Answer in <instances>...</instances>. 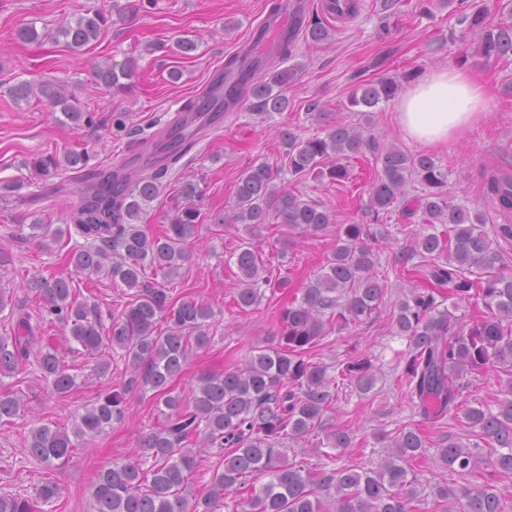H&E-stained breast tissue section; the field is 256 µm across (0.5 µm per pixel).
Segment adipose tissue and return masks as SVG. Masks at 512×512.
<instances>
[{"label": "adipose tissue", "mask_w": 512, "mask_h": 512, "mask_svg": "<svg viewBox=\"0 0 512 512\" xmlns=\"http://www.w3.org/2000/svg\"><path fill=\"white\" fill-rule=\"evenodd\" d=\"M491 100L489 87L451 66L433 70L409 88L397 105L396 118L406 138L437 147L484 120Z\"/></svg>", "instance_id": "adipose-tissue-1"}]
</instances>
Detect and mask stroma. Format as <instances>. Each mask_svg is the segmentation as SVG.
Masks as SVG:
<instances>
[{
	"label": "stroma",
	"mask_w": 512,
	"mask_h": 512,
	"mask_svg": "<svg viewBox=\"0 0 512 512\" xmlns=\"http://www.w3.org/2000/svg\"><path fill=\"white\" fill-rule=\"evenodd\" d=\"M309 2L308 19H321L331 37L322 44L298 37L294 57L303 69L287 90V110L260 115L245 101L226 113L223 126L199 138L169 172L163 194L150 208L149 225L156 231L169 221L177 188L187 182L201 183L206 228L193 244V257L182 272V291L224 310L211 346L193 355L176 382L178 389H188L200 372L241 364L252 346L272 336L280 308L291 302L335 247V226L294 238L286 228H264V239L292 240L287 255L271 248L264 254L265 261L287 277L288 285L266 296L258 310L245 312L233 301L239 280L238 269L230 260L245 231L217 228L213 221L224 215L243 171L263 161H276L284 130L322 136L327 126L359 122V114L345 108L357 81L392 77L410 69L425 74L462 63L491 83L495 93L489 116L463 137L434 149L432 155L447 170L448 189L455 201L481 210L488 232H495L502 222L492 202L484 197L481 180L486 168L512 165V57L489 62L463 59V47L474 36L459 25L450 7H434L432 17L427 18L420 15L418 0H399L383 29L378 20L381 0H358L356 14L346 19L325 11L322 0ZM107 5L113 8L112 26L81 51H71L62 42L39 45L13 37L20 24L33 20L38 26L54 28ZM268 11V0H153L147 7L139 0H0V252L8 260L0 268V289H6L9 300L0 311V335L9 331L13 316L38 310L34 296L22 290L23 281L66 271L65 251L56 244L44 245L32 236L29 225L37 218L47 224H62L81 181L79 173L71 171L48 181L37 179L27 169V161L47 150L76 149L89 153L91 165L119 166L144 138L166 128L189 99L206 89L225 58L240 52ZM183 37L195 40V51L179 55L150 50L154 42ZM127 56L136 60L137 73L125 92L110 93L98 84L94 68L107 58ZM173 70L180 71V79L170 78ZM20 79L65 84L92 112L93 125L77 129L57 121L34 98L15 102L6 88ZM314 103L324 112V121L312 119L309 109ZM121 113L127 124L123 132L113 126ZM373 126L380 144H392L410 154L422 152V145L403 135L395 102L376 107ZM350 172L348 183L309 179L294 191L329 206L337 224L364 222L365 186L374 174L373 159L352 160ZM401 291L400 283H393L373 324L332 333L318 348V360L327 364L338 358H369L377 374L369 394H359L347 384L339 391L335 421L351 428L354 445L337 450L336 466L378 467L387 443L408 424L421 426L431 443L439 434L436 426L414 414L398 390L408 342L393 333L391 315ZM66 360L76 373L85 376V383L58 396L47 390L36 374H28L23 388L31 398L30 413L17 423L0 426V489L20 486L17 462L24 437L34 423L41 419L69 422L71 415L100 391L122 388L129 378L121 362L105 375L96 376L93 359L70 354ZM127 399L125 420L79 449L70 467L58 473L64 512H91V485L98 469L112 460L134 457L142 433L155 424L156 408L143 392L132 390Z\"/></svg>",
	"instance_id": "1"
}]
</instances>
